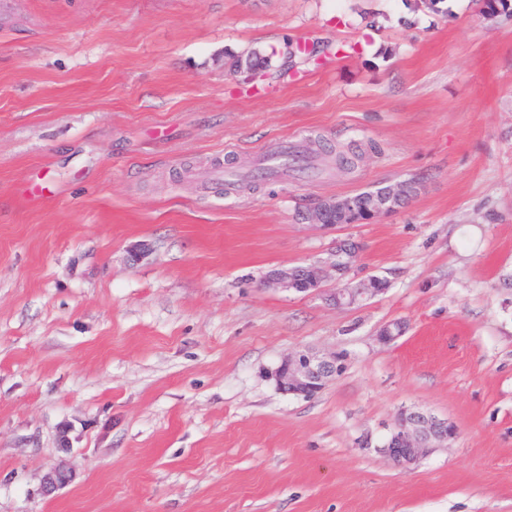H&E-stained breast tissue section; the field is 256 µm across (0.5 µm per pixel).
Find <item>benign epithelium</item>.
I'll use <instances>...</instances> for the list:
<instances>
[{"label": "benign epithelium", "instance_id": "obj_1", "mask_svg": "<svg viewBox=\"0 0 512 512\" xmlns=\"http://www.w3.org/2000/svg\"><path fill=\"white\" fill-rule=\"evenodd\" d=\"M418 193L413 182H397L364 196L363 209L367 220L386 215L402 206ZM355 211L354 196L323 200L307 215L312 226L331 229L325 223L326 214L337 212L345 215ZM359 247L356 243L343 240L323 261L304 266L281 267L270 271L265 277V287L294 290L296 292L316 291L326 294L327 299L337 306L351 305L366 295L384 292V280L370 279L361 288H329L331 280H340L358 260ZM338 371L336 357L318 354H295L283 358L274 370L273 376L280 390L304 397L319 393ZM455 435V428L447 420L439 419L420 410H405L395 422L389 445L381 452L394 465L408 468L435 448L441 447Z\"/></svg>", "mask_w": 512, "mask_h": 512}]
</instances>
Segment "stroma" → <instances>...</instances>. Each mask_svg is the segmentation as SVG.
Here are the masks:
<instances>
[{
  "label": "stroma",
  "mask_w": 512,
  "mask_h": 512,
  "mask_svg": "<svg viewBox=\"0 0 512 512\" xmlns=\"http://www.w3.org/2000/svg\"><path fill=\"white\" fill-rule=\"evenodd\" d=\"M485 4L0 0V512H512V13ZM251 49L267 79L230 69ZM280 142L311 177L253 181ZM402 180L395 213L306 220ZM344 239L343 285L383 293L264 287ZM309 351L336 375L280 391ZM406 409L456 434L401 469ZM355 195V194H354ZM354 195H347L340 198H333L328 200H323L317 204L307 215V220L311 223V226L331 229L338 226H342L341 222L344 221L342 216H339L335 213L329 215V220L327 224H325V217L327 213L335 212L340 215H345L351 212H355V200ZM337 371L334 355L302 353L283 358L273 376L280 390L310 397L319 393Z\"/></svg>",
  "instance_id": "1"
}]
</instances>
